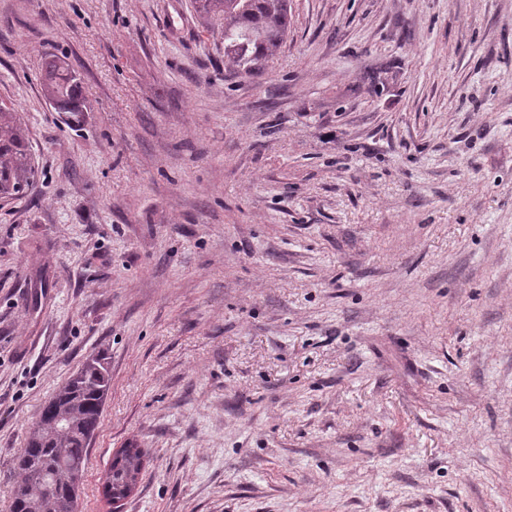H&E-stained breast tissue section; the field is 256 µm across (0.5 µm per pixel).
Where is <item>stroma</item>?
<instances>
[{
    "instance_id": "35a3bbf8",
    "label": "stroma",
    "mask_w": 512,
    "mask_h": 512,
    "mask_svg": "<svg viewBox=\"0 0 512 512\" xmlns=\"http://www.w3.org/2000/svg\"><path fill=\"white\" fill-rule=\"evenodd\" d=\"M289 18L248 76L196 0H0V512L100 355L80 512L131 442L122 512H512V0ZM41 85L55 111L86 112L89 110L79 77L62 58L51 56L46 59ZM34 180L27 129L15 112L0 105V198L24 194Z\"/></svg>"
}]
</instances>
